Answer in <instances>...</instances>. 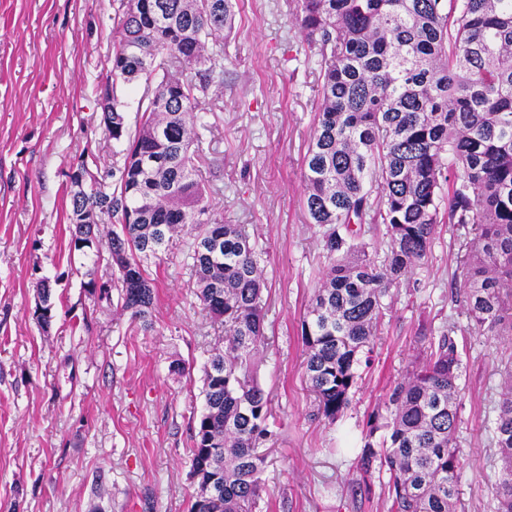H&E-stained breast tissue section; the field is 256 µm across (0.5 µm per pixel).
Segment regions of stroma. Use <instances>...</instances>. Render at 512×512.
Wrapping results in <instances>:
<instances>
[{"label":"stroma","instance_id":"1","mask_svg":"<svg viewBox=\"0 0 512 512\" xmlns=\"http://www.w3.org/2000/svg\"><path fill=\"white\" fill-rule=\"evenodd\" d=\"M224 33V89L200 100L216 122L198 161L213 210L246 225L266 288L257 379L276 421L263 512H390L389 476L363 478L361 432L427 346L421 327L451 332L462 359L457 443L464 466L456 512H493L501 466L493 423L512 331L483 336L451 283L462 276L470 226L439 225L428 256L384 297L371 363L358 369L336 424L317 414L304 377L301 323L328 260L303 208V155L322 103L318 49L295 20L296 0H233ZM120 0H0V512H187L192 418L204 368L224 329L193 294L180 251L150 260L153 327L120 309L107 263L79 274L70 245L67 174L108 166L97 91L117 38ZM49 279L55 318H33L34 285ZM185 372H178L176 364Z\"/></svg>","mask_w":512,"mask_h":512}]
</instances>
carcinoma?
I'll list each match as a JSON object with an SVG mask.
<instances>
[{
  "instance_id": "cac0c4a2",
  "label": "carcinoma",
  "mask_w": 512,
  "mask_h": 512,
  "mask_svg": "<svg viewBox=\"0 0 512 512\" xmlns=\"http://www.w3.org/2000/svg\"><path fill=\"white\" fill-rule=\"evenodd\" d=\"M232 0H124L109 59L111 83L143 84L138 128L105 87L101 123L123 145L112 167L77 164L70 190L74 249L100 253L99 224L122 310L152 327L155 292L143 261L192 236L183 265L224 349L204 373V410L193 420L189 512H254L275 436L256 378L265 339L261 254L243 224L214 217L195 164L212 127L199 99L224 88V29ZM296 21L318 46L323 102L303 157L304 208L321 229L330 266L301 323L306 379L317 414L336 423L351 403L357 368L370 364L382 299L431 250L437 226L470 224L473 250L462 294L484 336L512 329V0H297ZM362 224H383L382 262ZM388 394V436L364 434L360 462L390 474L391 512H455L462 453L456 431L462 362L453 336ZM502 467L491 484L495 512H512V380L493 426Z\"/></svg>"
}]
</instances>
